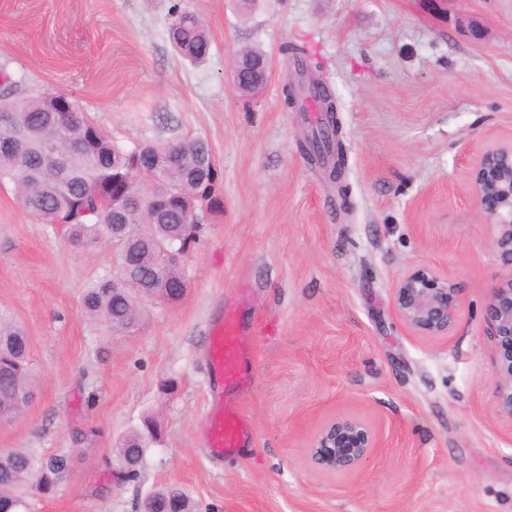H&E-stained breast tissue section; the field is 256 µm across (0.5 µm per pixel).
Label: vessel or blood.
Returning a JSON list of instances; mask_svg holds the SVG:
<instances>
[{"mask_svg":"<svg viewBox=\"0 0 512 512\" xmlns=\"http://www.w3.org/2000/svg\"><path fill=\"white\" fill-rule=\"evenodd\" d=\"M244 300L227 307L224 317L210 329L207 365L211 377L224 387L211 397L204 429L206 449L213 459L237 455L253 438L252 427L243 414L239 395L247 389L253 375L255 356L242 340Z\"/></svg>","mask_w":512,"mask_h":512,"instance_id":"b4317fda","label":"vessel or blood"}]
</instances>
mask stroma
<instances>
[{"label":"stroma","mask_w":512,"mask_h":512,"mask_svg":"<svg viewBox=\"0 0 512 512\" xmlns=\"http://www.w3.org/2000/svg\"><path fill=\"white\" fill-rule=\"evenodd\" d=\"M212 45L199 64L167 39L172 5ZM474 20L477 42L461 21ZM303 40L339 108L347 198L301 151L315 123L286 108L298 76L280 51ZM268 56L258 96L231 80L236 50ZM68 96L125 148L200 138L220 171L183 259L177 303L146 300L110 336L81 296L116 276L107 241L72 244L0 185V315L29 340L33 399L0 424V450L68 453L72 472L29 512H138L175 484L196 512H512V419L497 411L485 305L507 271L494 225L468 187L479 151L512 139V0H0V95ZM447 273L463 294L445 338L396 314L411 267ZM246 290L253 380L240 396L254 439L210 459L202 435L213 380L210 322ZM355 414L382 446L358 471L308 460L320 424ZM153 421L138 476L121 472L126 434ZM95 428L74 447L71 433Z\"/></svg>","instance_id":"1"}]
</instances>
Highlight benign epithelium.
Listing matches in <instances>:
<instances>
[{
  "mask_svg": "<svg viewBox=\"0 0 512 512\" xmlns=\"http://www.w3.org/2000/svg\"><path fill=\"white\" fill-rule=\"evenodd\" d=\"M469 189L496 226L493 248L512 268V140L484 148L470 169ZM392 299L400 319L422 336L446 337L457 326L461 298L447 274L431 267L405 271L393 284ZM485 313L493 336L495 397L501 415L512 419V273L489 289ZM375 428L352 414H336L313 435L310 463L341 474L361 468L380 447Z\"/></svg>",
  "mask_w": 512,
  "mask_h": 512,
  "instance_id": "benign-epithelium-1",
  "label": "benign epithelium"
}]
</instances>
